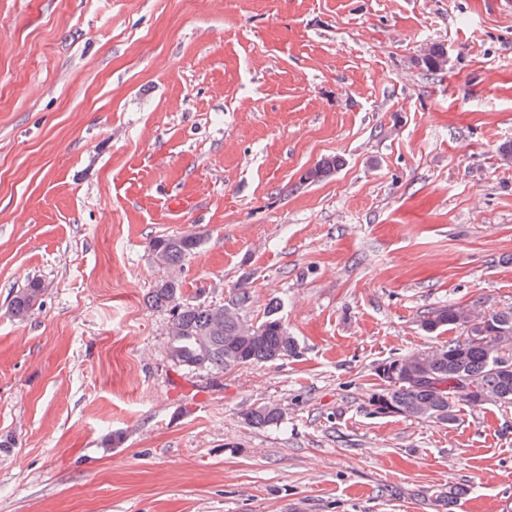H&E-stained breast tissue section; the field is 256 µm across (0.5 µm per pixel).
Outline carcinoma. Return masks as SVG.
Masks as SVG:
<instances>
[{"label":"carcinoma","instance_id":"obj_1","mask_svg":"<svg viewBox=\"0 0 512 512\" xmlns=\"http://www.w3.org/2000/svg\"><path fill=\"white\" fill-rule=\"evenodd\" d=\"M416 61L430 72L440 71L448 61L447 52L441 45L432 43L420 51ZM337 167L338 160L334 158L320 160L301 180L321 181L333 175ZM202 244L203 238L197 233L156 237L148 243L154 262L169 271V275L151 288L148 301L168 314L167 355L173 364L192 371L219 373L296 354L298 343L278 316V305H270L264 318L256 322L244 315L250 295L243 286L220 305L191 303L183 298L177 270ZM43 291L40 282L32 281L17 292L11 304L13 315L27 316L39 303ZM471 318L487 322L496 335L510 344L499 354L469 344L459 336L428 352L423 358L427 374L415 380L411 373L421 359L420 354L383 363L377 367V375L384 382L382 393L374 399L378 410L450 425L457 420L462 405L512 406V308L489 312L480 301L467 306L450 304L431 312L421 327L428 334L463 329ZM461 379L477 383L489 400L472 396L462 384L453 385ZM283 419L281 408L269 404L244 415L246 423L255 428L276 426Z\"/></svg>","mask_w":512,"mask_h":512}]
</instances>
